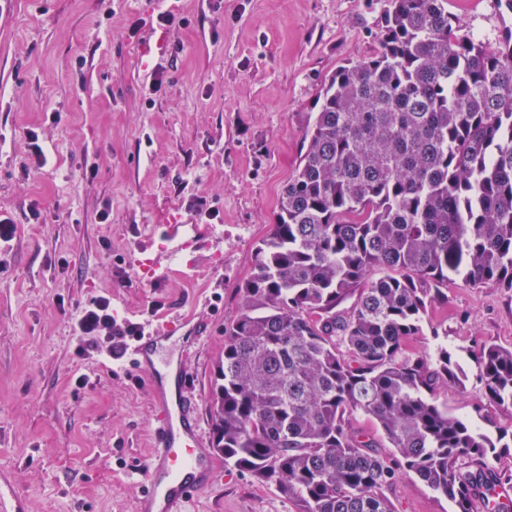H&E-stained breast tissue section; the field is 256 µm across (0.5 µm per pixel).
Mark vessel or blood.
Wrapping results in <instances>:
<instances>
[{"mask_svg":"<svg viewBox=\"0 0 512 512\" xmlns=\"http://www.w3.org/2000/svg\"><path fill=\"white\" fill-rule=\"evenodd\" d=\"M178 234V225H168L156 241L157 249L172 254L187 249L188 241L179 239ZM180 330L185 333L183 351L191 353L203 332L197 325L184 330L175 320L143 325L128 348L130 363L146 374L157 412L154 451L145 470L140 512H185L192 494L208 488L212 478V457L203 444L198 410L187 392L181 362L167 363L161 371L151 359L154 346Z\"/></svg>","mask_w":512,"mask_h":512,"instance_id":"vessel-or-blood-1","label":"vessel or blood"}]
</instances>
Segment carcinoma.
<instances>
[{"instance_id":"carcinoma-1","label":"carcinoma","mask_w":512,"mask_h":512,"mask_svg":"<svg viewBox=\"0 0 512 512\" xmlns=\"http://www.w3.org/2000/svg\"><path fill=\"white\" fill-rule=\"evenodd\" d=\"M381 23L378 51L325 80L224 329L214 448L298 512H396L398 469L454 512H504L492 461L509 444L437 404L465 386L448 347L430 359L408 341L451 277L512 288V31L461 33L448 0H385ZM478 360L488 406L512 408V348Z\"/></svg>"}]
</instances>
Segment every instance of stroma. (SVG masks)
Instances as JSON below:
<instances>
[{"label":"stroma","instance_id":"stroma-1","mask_svg":"<svg viewBox=\"0 0 512 512\" xmlns=\"http://www.w3.org/2000/svg\"><path fill=\"white\" fill-rule=\"evenodd\" d=\"M384 0H0V482L25 512H138L156 410L146 377L73 324L109 298L118 326L205 321L185 358L206 445L224 328L277 201L306 147L321 88L379 47ZM455 26L491 38L512 24L505 0H448ZM171 15L168 24L158 14ZM166 48L142 64L157 32ZM47 163L35 168L29 134ZM109 211L101 221V211ZM205 249L137 259L173 215ZM195 261L184 276L187 261ZM414 351L447 345L467 376L438 402L461 418L483 404L478 341L512 347V289L452 280ZM84 387H76L77 377ZM396 512H453L398 474ZM187 512H297L274 485L213 462Z\"/></svg>","mask_w":512,"mask_h":512}]
</instances>
